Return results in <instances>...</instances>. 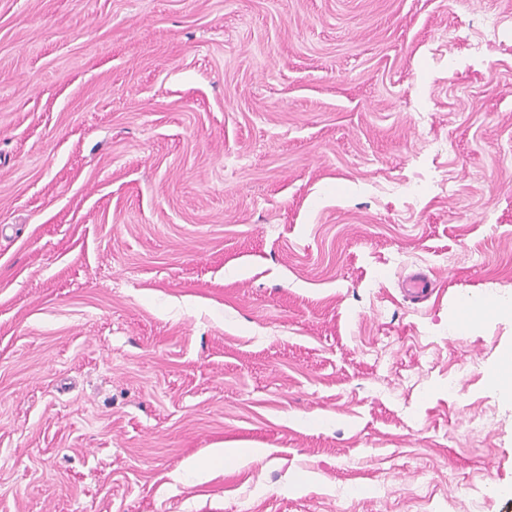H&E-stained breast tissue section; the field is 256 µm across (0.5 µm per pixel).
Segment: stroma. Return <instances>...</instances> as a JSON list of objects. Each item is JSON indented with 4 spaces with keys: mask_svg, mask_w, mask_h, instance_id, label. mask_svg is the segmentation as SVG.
<instances>
[{
    "mask_svg": "<svg viewBox=\"0 0 512 512\" xmlns=\"http://www.w3.org/2000/svg\"><path fill=\"white\" fill-rule=\"evenodd\" d=\"M469 296L512 0H0V512H512Z\"/></svg>",
    "mask_w": 512,
    "mask_h": 512,
    "instance_id": "obj_1",
    "label": "stroma"
}]
</instances>
